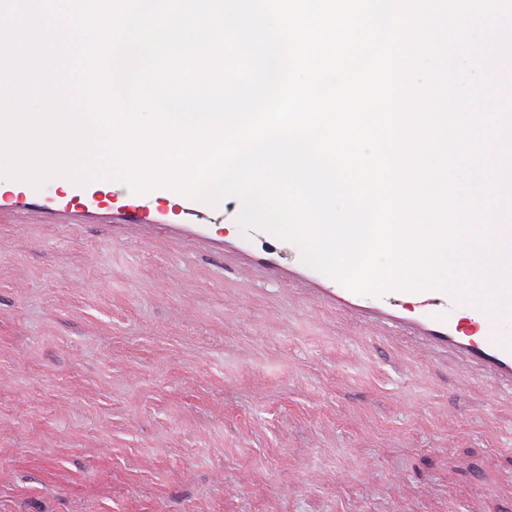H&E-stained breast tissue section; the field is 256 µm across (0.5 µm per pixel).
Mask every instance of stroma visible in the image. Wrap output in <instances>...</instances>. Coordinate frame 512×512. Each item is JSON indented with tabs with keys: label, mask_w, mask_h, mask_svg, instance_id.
Masks as SVG:
<instances>
[{
	"label": "stroma",
	"mask_w": 512,
	"mask_h": 512,
	"mask_svg": "<svg viewBox=\"0 0 512 512\" xmlns=\"http://www.w3.org/2000/svg\"><path fill=\"white\" fill-rule=\"evenodd\" d=\"M410 345L102 224L0 230V512H512V393Z\"/></svg>",
	"instance_id": "1"
}]
</instances>
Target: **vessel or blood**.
Instances as JSON below:
<instances>
[{
    "label": "vessel or blood",
    "instance_id": "b4317fda",
    "mask_svg": "<svg viewBox=\"0 0 512 512\" xmlns=\"http://www.w3.org/2000/svg\"><path fill=\"white\" fill-rule=\"evenodd\" d=\"M170 196L174 204L160 208L159 200ZM233 215V208L221 204L213 207L166 186L136 194L132 203L116 204L108 186L95 181L84 186L71 182L65 191L50 194L13 180L6 197L0 199V222L44 224L66 231L73 227L75 218L91 217L107 225L118 243L124 241L128 226L145 225L176 238L187 251L202 243L223 244L222 224ZM280 245L279 239L261 229L235 237L237 250L282 291L305 295L312 304L334 312L355 315L373 334L384 336L392 330L414 334L418 338L412 351L414 360H423L436 349L449 351L465 369L512 389V344L502 338L501 316L480 313L481 334L467 335L454 318L457 304L434 289L391 290L387 293L389 308L372 309L367 307L365 296L334 291L331 276L304 263H296L288 272L281 270L276 256Z\"/></svg>",
    "mask_w": 512,
    "mask_h": 512
}]
</instances>
